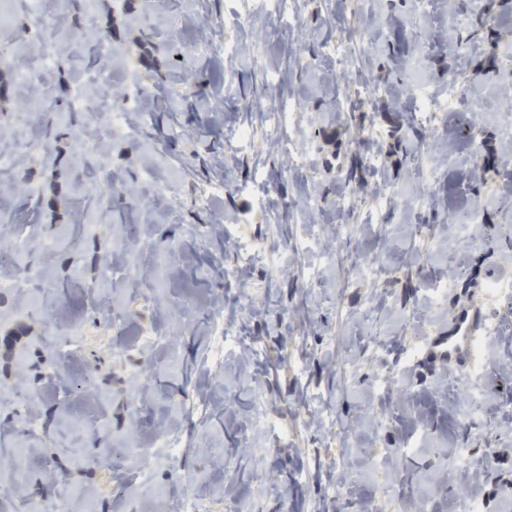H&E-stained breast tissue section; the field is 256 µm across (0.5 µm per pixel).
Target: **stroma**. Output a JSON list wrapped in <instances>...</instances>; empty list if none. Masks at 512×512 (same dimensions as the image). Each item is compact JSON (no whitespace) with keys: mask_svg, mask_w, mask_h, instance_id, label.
Returning a JSON list of instances; mask_svg holds the SVG:
<instances>
[{"mask_svg":"<svg viewBox=\"0 0 512 512\" xmlns=\"http://www.w3.org/2000/svg\"><path fill=\"white\" fill-rule=\"evenodd\" d=\"M245 6L246 28L225 24ZM460 8L458 25L448 0L425 20L416 0H292L285 17L273 0L0 5V114H24L51 146L0 156V241L31 235L11 265L36 274L0 289V436L29 448L22 466L0 460V485L19 492L0 512L64 490L98 512H180L187 496L211 512H462L461 444L482 512H512V336L467 387L468 358L446 348L488 311L491 284L512 283L495 55L512 0ZM39 15L58 20V43L26 99L17 71L47 51L28 34ZM97 38L113 49L103 84L86 80ZM452 75L472 96L414 136L403 85L442 95ZM134 85L149 122L131 112L113 128L73 102ZM266 106L293 111V152L265 135ZM475 204L482 223L459 231ZM108 263L137 281H99ZM65 326L69 351L48 336ZM471 389L483 419L465 426ZM162 430L179 456H138ZM105 448L116 466L90 465Z\"/></svg>","mask_w":512,"mask_h":512,"instance_id":"1","label":"stroma"}]
</instances>
